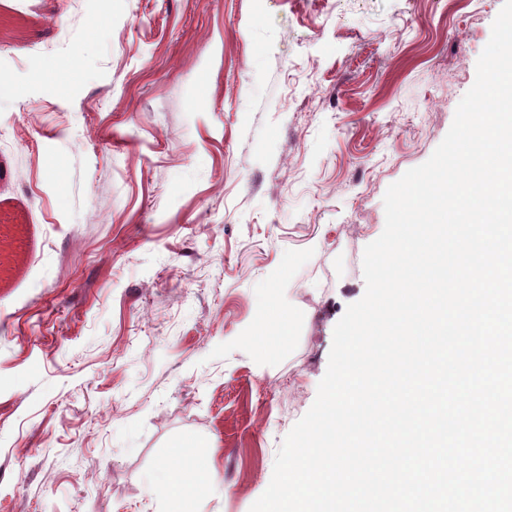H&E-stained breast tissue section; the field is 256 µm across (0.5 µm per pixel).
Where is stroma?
<instances>
[{
  "label": "stroma",
  "mask_w": 512,
  "mask_h": 512,
  "mask_svg": "<svg viewBox=\"0 0 512 512\" xmlns=\"http://www.w3.org/2000/svg\"><path fill=\"white\" fill-rule=\"evenodd\" d=\"M502 5L0 0V512H249ZM250 340L259 366L266 367L278 352L280 343L263 330L253 333ZM166 484L168 485L170 499L183 501L186 505L185 511H190L188 510L189 502L198 492L206 487L207 479L204 477L195 483L186 484L179 476L173 475L166 481Z\"/></svg>",
  "instance_id": "1"
}]
</instances>
